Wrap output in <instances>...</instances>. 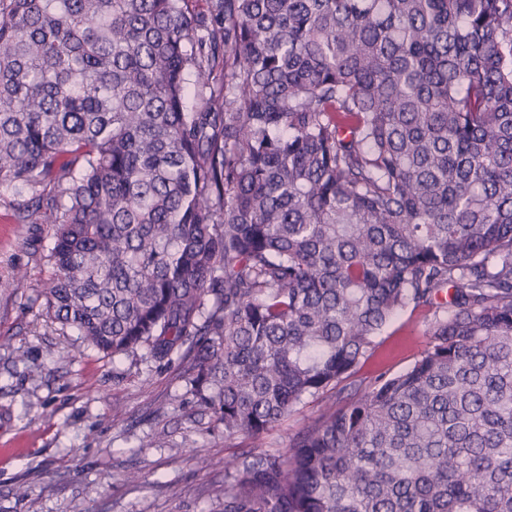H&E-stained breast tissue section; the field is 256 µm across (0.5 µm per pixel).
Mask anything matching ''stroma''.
<instances>
[{"instance_id": "obj_1", "label": "stroma", "mask_w": 512, "mask_h": 512, "mask_svg": "<svg viewBox=\"0 0 512 512\" xmlns=\"http://www.w3.org/2000/svg\"><path fill=\"white\" fill-rule=\"evenodd\" d=\"M17 200L0 188V512H224L247 439H225L178 365L103 355L47 315L52 227L19 223ZM431 317L398 313L362 376L409 367Z\"/></svg>"}]
</instances>
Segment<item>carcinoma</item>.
<instances>
[{
    "label": "carcinoma",
    "mask_w": 512,
    "mask_h": 512,
    "mask_svg": "<svg viewBox=\"0 0 512 512\" xmlns=\"http://www.w3.org/2000/svg\"><path fill=\"white\" fill-rule=\"evenodd\" d=\"M188 4L0 0V186L52 216L46 313L179 363L251 440L224 512H512V0ZM432 307L410 368L357 378ZM320 411L321 403L317 402L299 406L282 424L266 435L264 440L268 446L266 449L284 451L288 448L291 436L308 425L320 414Z\"/></svg>",
    "instance_id": "carcinoma-1"
}]
</instances>
